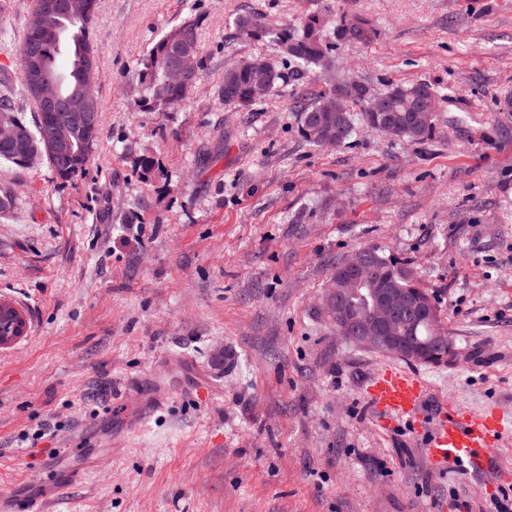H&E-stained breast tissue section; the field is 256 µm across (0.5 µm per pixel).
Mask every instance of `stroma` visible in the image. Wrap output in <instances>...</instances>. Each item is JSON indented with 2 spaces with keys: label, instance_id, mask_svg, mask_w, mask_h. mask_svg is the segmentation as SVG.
Here are the masks:
<instances>
[{
  "label": "stroma",
  "instance_id": "1",
  "mask_svg": "<svg viewBox=\"0 0 512 512\" xmlns=\"http://www.w3.org/2000/svg\"><path fill=\"white\" fill-rule=\"evenodd\" d=\"M319 13L376 36L337 46V79L384 93L425 82L448 98L437 136L355 121L307 143L290 105L304 84L225 107L226 67L263 57L268 25ZM198 23L202 76L169 112H140L138 73L172 26ZM102 117L86 169L0 165V296L29 329L0 348V493L83 473L46 512H481L512 495V433L476 476L431 466L425 433L377 426L364 382L388 357L331 326L336 267L363 248L404 261L458 352L409 363L436 403L512 411V0H98ZM153 157L142 179L134 163ZM206 377L214 397L190 389ZM180 391L126 420L155 383ZM50 425L37 446L22 434Z\"/></svg>",
  "mask_w": 512,
  "mask_h": 512
}]
</instances>
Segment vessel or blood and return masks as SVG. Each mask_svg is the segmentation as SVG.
I'll return each mask as SVG.
<instances>
[{"label":"vessel or blood","instance_id":"vessel-or-blood-1","mask_svg":"<svg viewBox=\"0 0 512 512\" xmlns=\"http://www.w3.org/2000/svg\"><path fill=\"white\" fill-rule=\"evenodd\" d=\"M367 398L380 427L392 421L407 419L417 427L428 428L426 448L428 460L445 464L454 460L468 463L477 473L489 464V445L500 435L512 431V420L497 407L473 413L456 405L442 406L435 418H427L424 406L429 395L427 384L408 371L390 366L376 372L366 388ZM60 486L45 489L39 497L21 503L0 498V512H42L44 505L55 499Z\"/></svg>","mask_w":512,"mask_h":512}]
</instances>
